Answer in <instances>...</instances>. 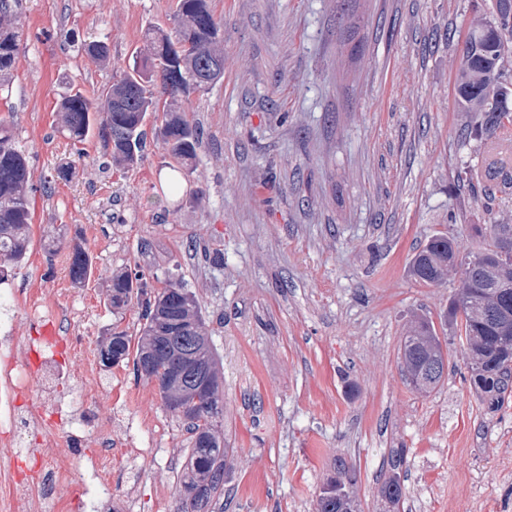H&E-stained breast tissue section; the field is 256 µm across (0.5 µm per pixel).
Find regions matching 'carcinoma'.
<instances>
[{
	"mask_svg": "<svg viewBox=\"0 0 512 512\" xmlns=\"http://www.w3.org/2000/svg\"><path fill=\"white\" fill-rule=\"evenodd\" d=\"M14 7L13 0H0V81L7 80L20 50V35L12 26ZM490 14L489 20H477L464 40L456 62L455 92L459 110L471 114L467 133L512 151V138L503 137L504 131L512 130V0H492ZM144 39L147 53L142 65L112 83L99 99L87 98L79 91L63 98L62 127L77 143L97 136L110 150L112 163L125 167L140 160L144 126L151 118L164 149L190 171L197 159L200 131L175 102L220 79L208 74L215 61L225 62L220 25L208 0H177L172 30L150 27ZM157 81L169 96L164 103L151 90ZM31 181L27 158L16 147L9 127L0 122L1 282L8 280L7 266L16 267L27 256ZM506 233L507 224H491L482 246L460 253L447 234L438 232L415 255L413 264L415 280L425 285L443 280L450 266L463 268L460 290L450 300L444 322L454 337L466 342L471 359L482 364L481 374L469 376V386L492 412L512 393V343L503 337V330L512 323V257L499 246L500 237ZM69 274L78 284L92 274V258L80 245L70 249ZM146 287L144 273L138 269L112 275L110 306L122 310L137 299L144 323L133 356L131 336L114 325L108 344L100 348L102 365L111 367L131 358L138 375L146 350L155 356L160 379L168 373L170 355L176 350L216 364L195 296L169 278L164 288L142 300ZM442 350L434 322L427 317L415 319L399 348L406 369L411 363L422 364L432 356H442ZM192 388L193 382H182L179 390L188 396L176 407L191 433L192 445L182 486L187 493L186 512H205L212 497L223 488L226 475L228 449L217 431L223 417L219 376H214L210 399L192 400ZM404 460L401 449L391 458L389 473L380 486L382 496L394 504L403 497L399 469ZM353 481L345 466L338 467L336 476L327 480L317 498L316 512H352L357 508L350 492Z\"/></svg>",
	"mask_w": 512,
	"mask_h": 512,
	"instance_id": "1",
	"label": "carcinoma"
}]
</instances>
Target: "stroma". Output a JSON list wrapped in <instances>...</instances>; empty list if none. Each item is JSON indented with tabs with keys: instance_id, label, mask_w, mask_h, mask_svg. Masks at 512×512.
<instances>
[{
	"instance_id": "35a3bbf8",
	"label": "stroma",
	"mask_w": 512,
	"mask_h": 512,
	"mask_svg": "<svg viewBox=\"0 0 512 512\" xmlns=\"http://www.w3.org/2000/svg\"><path fill=\"white\" fill-rule=\"evenodd\" d=\"M176 4L19 0L21 49L0 85V120L33 173L32 241L0 285V339L28 336L39 288L89 354L67 366L62 394L112 422V493L97 512H183V420L132 364L100 361L112 325L142 324L141 306L116 313L107 300L112 273L132 264L149 291L168 274L195 295L216 353L230 452L210 512H314L341 464L362 512H389L379 487L400 449L399 512H512V400L487 409L451 331L439 333L448 375L431 393L407 385L399 353L411 320L439 321L459 284L453 271L416 282L414 254L439 231L477 248L487 224L512 219V188L466 177L489 147L463 135L455 95L453 61L490 0H210L227 64L180 101L202 131L192 172L175 175L152 134L125 169L98 137L74 146L62 99L98 96L131 70L145 30L170 28ZM98 40L107 62L84 50ZM76 242L94 265L81 284L69 275ZM52 452L73 466L55 497L82 499L98 441L79 450L62 435Z\"/></svg>"
}]
</instances>
